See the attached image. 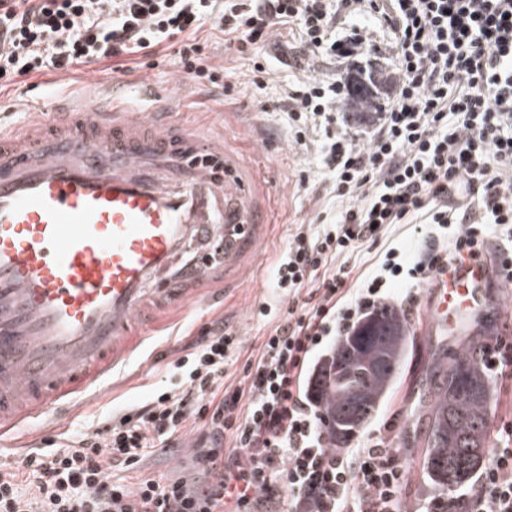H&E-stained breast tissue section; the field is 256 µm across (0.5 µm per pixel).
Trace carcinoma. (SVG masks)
Segmentation results:
<instances>
[{
    "label": "carcinoma",
    "mask_w": 512,
    "mask_h": 512,
    "mask_svg": "<svg viewBox=\"0 0 512 512\" xmlns=\"http://www.w3.org/2000/svg\"><path fill=\"white\" fill-rule=\"evenodd\" d=\"M375 328L368 341L340 340L321 360L311 395L323 419L330 448H344L370 420L396 380L408 346L407 328L388 305L371 312ZM490 325L467 333L458 349L440 352L428 371L434 400L426 412V475L446 497L469 484L483 466L490 442L492 379L484 364Z\"/></svg>",
    "instance_id": "1"
}]
</instances>
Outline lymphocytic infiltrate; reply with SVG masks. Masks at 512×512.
Segmentation results:
<instances>
[{"label":"lymphocytic infiltrate","mask_w":512,"mask_h":512,"mask_svg":"<svg viewBox=\"0 0 512 512\" xmlns=\"http://www.w3.org/2000/svg\"><path fill=\"white\" fill-rule=\"evenodd\" d=\"M390 28L402 80L385 112H340L347 84L306 78L275 107L296 144L322 130L323 164L343 208L315 233L297 225L272 272L279 304H262L272 326L239 384L224 382L238 332L217 322L181 356L176 380L141 406L60 448H30L0 470V512H262L294 498L296 512H401L405 475L375 441L327 447L305 392L317 353L389 297L387 280L426 282L448 257L478 256L485 227L512 238V0H0V77L7 81L91 64L121 71L133 56L171 49L187 80L220 86L199 34L215 24L224 50L266 71L263 49L276 31L298 30L292 60L322 52L343 58L362 34L336 35L338 14ZM455 225L450 250L405 258L389 250L382 274L349 285L340 257L375 244L387 226L418 215ZM206 485L144 478L113 480L153 448L170 452L189 421ZM468 512H512V444L494 449L468 494Z\"/></svg>","instance_id":"1"}]
</instances>
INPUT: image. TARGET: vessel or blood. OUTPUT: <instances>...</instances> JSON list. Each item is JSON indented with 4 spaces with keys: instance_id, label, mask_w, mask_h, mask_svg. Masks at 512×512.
Masks as SVG:
<instances>
[{
    "instance_id": "1",
    "label": "vessel or blood",
    "mask_w": 512,
    "mask_h": 512,
    "mask_svg": "<svg viewBox=\"0 0 512 512\" xmlns=\"http://www.w3.org/2000/svg\"><path fill=\"white\" fill-rule=\"evenodd\" d=\"M98 76L99 91L38 123L0 129V433L63 397L110 384L163 316L188 307L168 272L192 237L223 238L224 270L240 273L270 227L271 192L245 149L222 143L216 178L185 102L150 92L142 113ZM495 274L464 258L431 275L434 333L484 305Z\"/></svg>"
}]
</instances>
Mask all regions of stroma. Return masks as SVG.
Instances as JSON below:
<instances>
[{
	"label": "stroma",
	"mask_w": 512,
	"mask_h": 512,
	"mask_svg": "<svg viewBox=\"0 0 512 512\" xmlns=\"http://www.w3.org/2000/svg\"><path fill=\"white\" fill-rule=\"evenodd\" d=\"M202 37L213 63L230 70L224 81L231 85L232 91L223 104H215L211 92L194 91L180 83L182 69L177 57L171 53L154 56V65L150 68L140 65L138 59H131L124 76L187 102L190 111L185 115L186 120L208 133H224L244 142L250 158L259 162L271 181L274 222L245 278L230 288L216 279L204 282L201 289L205 305L169 315L161 331L143 347L138 365L118 374L110 389L84 395L73 404L61 406L16 429L13 447L0 450V466H12L19 449L38 445L41 439H53L59 446L67 444L77 432L104 425L110 413L146 400L160 380L169 376L173 362L183 355L185 347L199 340L203 328L220 320L236 329L243 339L242 349L228 360L224 373L225 383H238L244 375L248 357L257 352L270 327L269 320L259 316L258 307L271 295L268 279L272 264L286 250L296 225L315 223L317 216L335 215L340 208L316 147L296 145L288 127L287 114L271 108L276 98L285 94L295 79L301 78V71L274 61L265 76L263 88H249L251 62L225 54L224 35L220 30L206 29ZM391 40L389 30L375 29L371 35V53L361 54L352 61L323 54L311 61L310 73L331 81L344 75L356 63L366 71L380 69L389 76H396V61L389 48ZM103 71L100 65L81 66L68 73L37 75L10 86L0 93V125L11 127L33 121L36 106L44 97L88 95L93 88V77ZM394 245L402 247L410 256L424 247L413 225H391L376 245L361 248L350 257L348 264L354 277L377 273L385 250ZM409 291L417 300L410 311L403 314L409 337L403 370L396 386L383 398L377 413L357 433L354 442L360 445L371 439H381L393 448L398 465L405 471L401 498L406 512H424L427 503L439 498L440 493L425 474L424 448L414 442L415 435L425 429L423 370L434 350L457 346L459 333L455 330L445 336L428 333L422 314L426 299L422 286L406 282L396 285L389 305L400 306ZM491 376L494 405L489 427L490 444L495 447L506 444L512 436V360L502 359L500 366L492 369ZM202 434L200 425L188 422L181 432L180 452L171 456L152 455L141 468L117 470L113 476L128 483L144 477L166 480L179 476L204 483L206 476L195 470L188 450Z\"/></svg>",
	"instance_id": "stroma-1"
}]
</instances>
